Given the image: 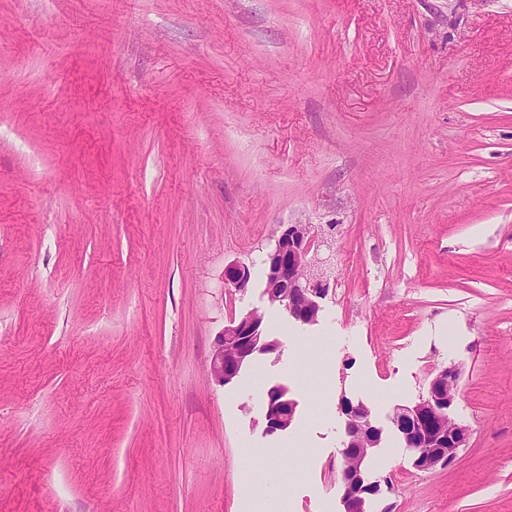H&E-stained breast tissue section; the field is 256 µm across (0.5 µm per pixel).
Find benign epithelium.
Returning a JSON list of instances; mask_svg holds the SVG:
<instances>
[{
  "instance_id": "obj_1",
  "label": "benign epithelium",
  "mask_w": 512,
  "mask_h": 512,
  "mask_svg": "<svg viewBox=\"0 0 512 512\" xmlns=\"http://www.w3.org/2000/svg\"><path fill=\"white\" fill-rule=\"evenodd\" d=\"M315 240L306 224H281L274 244L267 253L264 294L294 321L313 325L318 321L321 302L329 293V275L324 261L310 256ZM251 271L248 265L234 263L224 270V284L238 291L248 288ZM263 315L250 311L224 326L215 340L209 371L218 384L231 383L259 354L278 350L279 343L262 328ZM461 371L450 365L439 370L430 380L424 395L412 406H397L391 423L414 458L415 468L431 470L449 466L457 459L460 449L467 446L470 429L453 417ZM297 402L288 398L283 386L267 391L264 407L265 432L273 435L292 424ZM345 416V439L341 451L339 476L345 512H366L370 500L383 493L381 482L366 476L351 474L354 456H367L379 447L382 430L372 420L367 405L349 399L342 400Z\"/></svg>"
}]
</instances>
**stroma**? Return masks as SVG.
<instances>
[{
  "label": "stroma",
  "mask_w": 512,
  "mask_h": 512,
  "mask_svg": "<svg viewBox=\"0 0 512 512\" xmlns=\"http://www.w3.org/2000/svg\"><path fill=\"white\" fill-rule=\"evenodd\" d=\"M282 224L334 228L310 326ZM253 310L280 347L218 385ZM451 364L420 471L388 416ZM345 397L369 512H512V0H0V512H343ZM314 245L308 225L282 224L265 259L264 294L302 325L318 321L321 302L329 293L326 261L310 256ZM251 280V271L248 265L234 263L224 270V284L227 287L235 288L238 291H245ZM297 403L288 398V390L283 386H273L267 391L264 407L265 432L268 435L284 431L292 424ZM341 410L345 416V439L338 473L344 512H367V502L383 493L381 482L366 476L358 482V475L351 474L349 463L353 456H368L378 448L382 430L373 423L371 410L363 402L343 399Z\"/></svg>",
  "instance_id": "obj_1"
}]
</instances>
